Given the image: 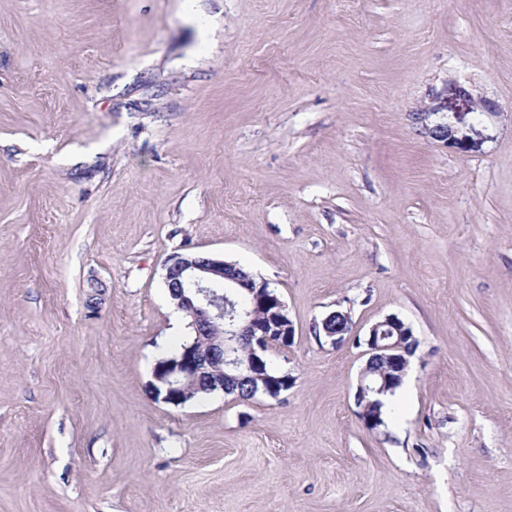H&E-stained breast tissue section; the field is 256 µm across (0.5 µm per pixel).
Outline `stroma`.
<instances>
[{"label": "stroma", "instance_id": "35a3bbf8", "mask_svg": "<svg viewBox=\"0 0 512 512\" xmlns=\"http://www.w3.org/2000/svg\"><path fill=\"white\" fill-rule=\"evenodd\" d=\"M186 253L276 287L288 391L155 397ZM0 512H512V0H0ZM369 336L366 345L369 357L365 368L361 372L360 379L354 395L355 403L359 409L358 415L367 430H376L384 425V420H378L377 410L372 409L378 406V396L384 394L387 384L400 383L409 365L411 354H395V351L404 349V340L407 336H413L411 328L397 316H387L374 323L369 329ZM418 342L413 336L406 341V347L415 351ZM385 364L387 368H393L391 377L380 367ZM379 367V369H376ZM377 373L380 377V384L373 377ZM401 385V384H400ZM397 386L393 391H387L384 395H395ZM379 423V426L377 427ZM377 427V428H376Z\"/></svg>", "mask_w": 512, "mask_h": 512}]
</instances>
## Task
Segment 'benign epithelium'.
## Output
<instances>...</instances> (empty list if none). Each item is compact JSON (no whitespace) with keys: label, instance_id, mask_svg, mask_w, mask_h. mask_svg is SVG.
<instances>
[{"label":"benign epithelium","instance_id":"7a95c632","mask_svg":"<svg viewBox=\"0 0 512 512\" xmlns=\"http://www.w3.org/2000/svg\"><path fill=\"white\" fill-rule=\"evenodd\" d=\"M421 129L431 135L452 138L449 123L428 125V113H416ZM165 286L176 307L190 317L194 340L182 346L175 362L153 371L152 390L163 401L183 405L199 390L198 380L213 372L209 391H225V374L241 377L242 372L261 383L263 389L276 381L265 368L267 353L273 347L271 337L291 341L295 330L284 302L269 286V281L235 272V264L196 254L172 256L166 267ZM226 292L248 304L232 315L224 314V305L215 301L213 288ZM411 328L397 316H387L374 323L366 341L365 368L354 395L358 415L368 430L376 429L378 396L386 387L399 383L409 365V355L399 353ZM251 336L254 347L245 356L237 352V337Z\"/></svg>","mask_w":512,"mask_h":512}]
</instances>
